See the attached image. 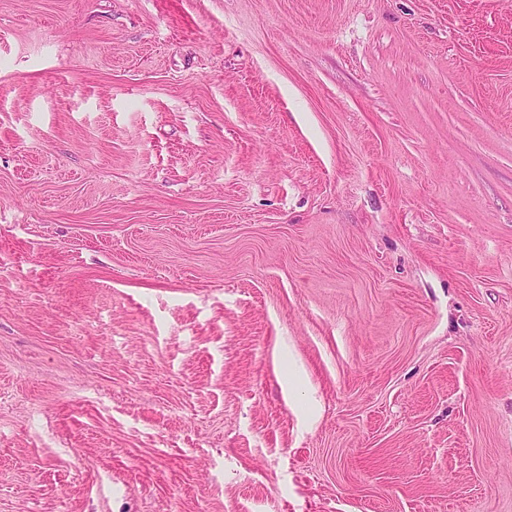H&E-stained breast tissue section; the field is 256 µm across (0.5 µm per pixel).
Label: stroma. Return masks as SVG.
I'll return each mask as SVG.
<instances>
[{"mask_svg": "<svg viewBox=\"0 0 512 512\" xmlns=\"http://www.w3.org/2000/svg\"><path fill=\"white\" fill-rule=\"evenodd\" d=\"M0 512H512V0H0Z\"/></svg>", "mask_w": 512, "mask_h": 512, "instance_id": "obj_1", "label": "stroma"}]
</instances>
